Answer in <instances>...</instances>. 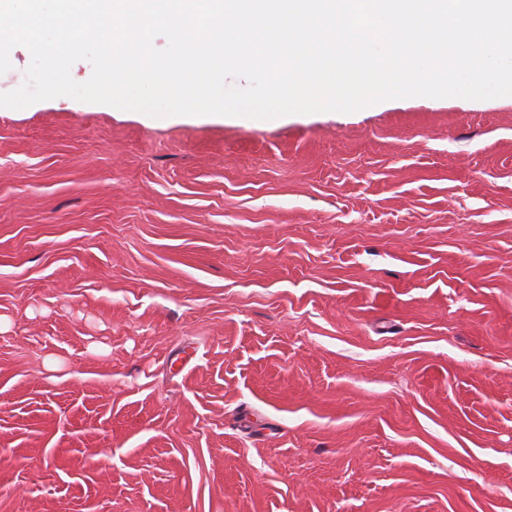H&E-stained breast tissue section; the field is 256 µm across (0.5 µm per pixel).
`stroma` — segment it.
I'll return each mask as SVG.
<instances>
[{"instance_id":"1","label":"stroma","mask_w":512,"mask_h":512,"mask_svg":"<svg viewBox=\"0 0 512 512\" xmlns=\"http://www.w3.org/2000/svg\"><path fill=\"white\" fill-rule=\"evenodd\" d=\"M0 512H512V96L0 108Z\"/></svg>"}]
</instances>
